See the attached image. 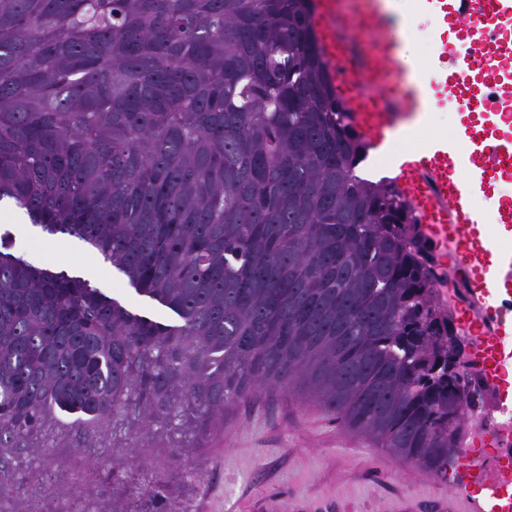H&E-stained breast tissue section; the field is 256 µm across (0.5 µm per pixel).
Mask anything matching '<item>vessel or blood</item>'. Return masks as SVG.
Instances as JSON below:
<instances>
[{
    "label": "vessel or blood",
    "instance_id": "b4317fda",
    "mask_svg": "<svg viewBox=\"0 0 512 512\" xmlns=\"http://www.w3.org/2000/svg\"><path fill=\"white\" fill-rule=\"evenodd\" d=\"M420 10L437 26L459 25L463 42L453 57H439L430 69L408 60L404 52V20L397 18L390 0H316V12L327 29L321 38L330 62L343 61L348 49L337 33L338 25L357 30L367 40L358 56L360 73L340 79L338 90H349L352 119L373 144H382L402 126L424 123L433 110L436 93L475 77L484 78L512 94V67L487 54L483 40L488 24L512 28V0H419ZM373 89L372 99L355 96L357 80ZM481 132L462 130L448 141L433 139L425 156L405 163L410 180L404 188L422 223L448 237L453 255L469 271L486 269L490 248L480 238L485 219L472 206L477 190L490 187L493 175L512 162V134L500 132L502 115L488 109L480 114ZM467 159L459 170V159ZM486 292L512 285V254L500 256L497 272L485 279ZM500 494L488 489L483 501L469 498L464 490L444 492L430 500L432 512H498Z\"/></svg>",
    "mask_w": 512,
    "mask_h": 512
}]
</instances>
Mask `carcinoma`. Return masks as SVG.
I'll return each mask as SVG.
<instances>
[{
  "label": "carcinoma",
  "mask_w": 512,
  "mask_h": 512,
  "mask_svg": "<svg viewBox=\"0 0 512 512\" xmlns=\"http://www.w3.org/2000/svg\"><path fill=\"white\" fill-rule=\"evenodd\" d=\"M312 0H0V201L77 238L179 325L0 237V512H181L180 457L258 385L427 474L456 469L451 312L419 221L357 172ZM77 448L93 470H64ZM94 476L104 489L87 493Z\"/></svg>",
  "instance_id": "cac0c4a2"
}]
</instances>
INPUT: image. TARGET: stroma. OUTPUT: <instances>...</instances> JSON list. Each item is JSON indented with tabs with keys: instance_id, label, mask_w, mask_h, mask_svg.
<instances>
[{
	"instance_id": "35a3bbf8",
	"label": "stroma",
	"mask_w": 512,
	"mask_h": 512,
	"mask_svg": "<svg viewBox=\"0 0 512 512\" xmlns=\"http://www.w3.org/2000/svg\"><path fill=\"white\" fill-rule=\"evenodd\" d=\"M10 200L0 201V234L12 236V252L31 264L84 279L131 313L176 325L170 309L139 294L127 277L88 244L50 236L30 225L16 235ZM151 464L199 466L205 484L186 488L185 512H269L276 501L335 500L337 512H402L439 489L456 490L467 467L438 479L397 459L370 438L344 427L308 394L265 386L248 401L225 407L202 447L171 459L167 448L149 449Z\"/></svg>"
}]
</instances>
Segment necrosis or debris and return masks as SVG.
<instances>
[{"mask_svg":"<svg viewBox=\"0 0 512 512\" xmlns=\"http://www.w3.org/2000/svg\"><path fill=\"white\" fill-rule=\"evenodd\" d=\"M434 246L441 257L435 268L434 300L450 308L457 318L460 335L471 345L479 387L493 400L488 409L477 405L464 409L470 428L468 465L477 471L480 483L506 489L512 487V395L503 381L512 365V342L496 336L495 330L498 320L512 318V295L482 297L466 270L448 262L450 244L438 239Z\"/></svg>","mask_w":512,"mask_h":512,"instance_id":"4bbe7bcc","label":"necrosis or debris"}]
</instances>
